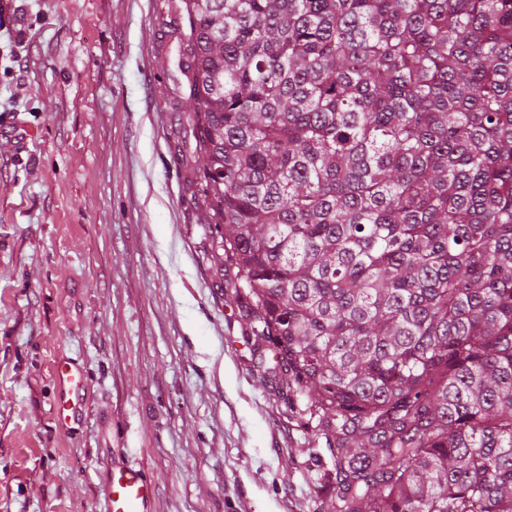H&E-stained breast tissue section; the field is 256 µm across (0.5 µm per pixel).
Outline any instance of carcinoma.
I'll use <instances>...</instances> for the list:
<instances>
[{"label":"carcinoma","mask_w":512,"mask_h":512,"mask_svg":"<svg viewBox=\"0 0 512 512\" xmlns=\"http://www.w3.org/2000/svg\"><path fill=\"white\" fill-rule=\"evenodd\" d=\"M221 272L334 512H512V0H179Z\"/></svg>","instance_id":"1"}]
</instances>
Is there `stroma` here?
Wrapping results in <instances>:
<instances>
[{
  "label": "stroma",
  "instance_id": "obj_1",
  "mask_svg": "<svg viewBox=\"0 0 512 512\" xmlns=\"http://www.w3.org/2000/svg\"><path fill=\"white\" fill-rule=\"evenodd\" d=\"M173 0H0V512H327L334 465L216 272ZM83 409L54 421L55 367ZM85 374L83 369L69 360L56 366L55 422L61 429L69 428L71 421L81 411L84 401ZM105 490L111 512H151L153 480L140 468L114 464Z\"/></svg>",
  "mask_w": 512,
  "mask_h": 512
}]
</instances>
